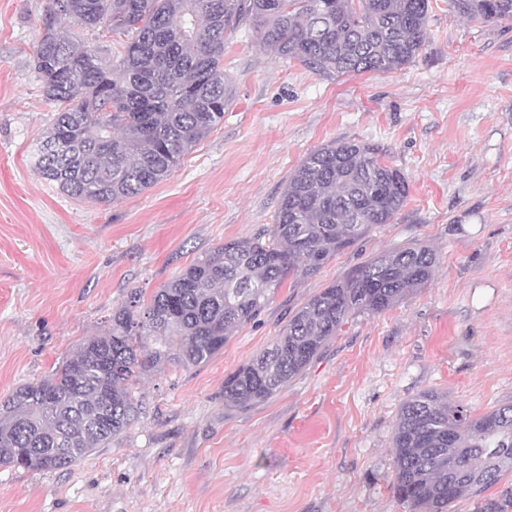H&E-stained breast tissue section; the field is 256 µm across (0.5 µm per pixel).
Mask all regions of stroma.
Here are the masks:
<instances>
[{
	"label": "stroma",
	"mask_w": 512,
	"mask_h": 512,
	"mask_svg": "<svg viewBox=\"0 0 512 512\" xmlns=\"http://www.w3.org/2000/svg\"><path fill=\"white\" fill-rule=\"evenodd\" d=\"M49 0H0V397L40 380L132 292L144 298L224 242L271 229L311 151L358 139L409 182L395 223L292 277L205 365L167 362L105 448L52 472L0 467V512H407L392 488L401 405L422 390L481 415L512 402V20L429 0L428 39L387 74L324 77L243 21L224 49L223 121L165 180L100 204L33 167L53 122L33 69ZM414 242L433 279L345 321L287 388L245 409L224 379L306 300L376 252Z\"/></svg>",
	"instance_id": "stroma-1"
}]
</instances>
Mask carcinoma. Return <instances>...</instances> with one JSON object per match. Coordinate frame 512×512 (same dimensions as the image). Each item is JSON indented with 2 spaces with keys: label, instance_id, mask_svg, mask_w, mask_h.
Listing matches in <instances>:
<instances>
[{
  "label": "carcinoma",
  "instance_id": "obj_1",
  "mask_svg": "<svg viewBox=\"0 0 512 512\" xmlns=\"http://www.w3.org/2000/svg\"><path fill=\"white\" fill-rule=\"evenodd\" d=\"M482 23L512 19V0H455ZM120 37L114 54L60 30L61 18ZM280 57L322 76L384 74L427 43L429 0H49L34 70L54 121L34 166L66 195L101 203L167 178L224 119L233 80L228 36L244 20ZM409 194L381 146L356 139L310 152L288 178L273 229L197 259L150 301L137 292L112 328L52 373L0 401V466L52 472L112 442L134 420L135 384L167 360L211 361L290 276H307L392 224ZM437 258L415 242L374 254L294 312L270 347L224 378V405L245 408L288 387L343 322L383 313L427 284ZM393 483L409 512H512V403L479 416L433 389L403 403L392 435Z\"/></svg>",
  "mask_w": 512,
  "mask_h": 512
}]
</instances>
